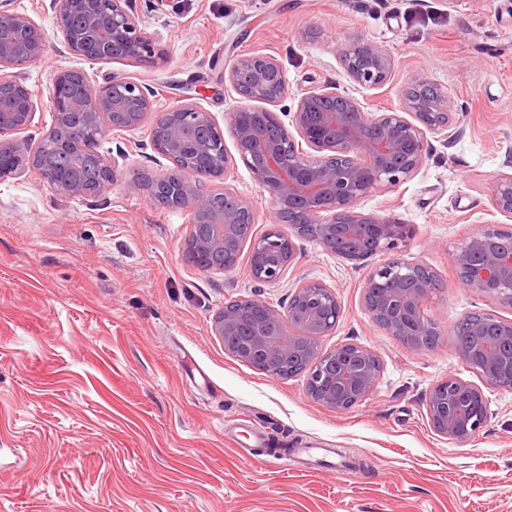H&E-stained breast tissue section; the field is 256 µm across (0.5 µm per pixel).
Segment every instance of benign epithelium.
Here are the masks:
<instances>
[{
	"label": "benign epithelium",
	"instance_id": "7a95c632",
	"mask_svg": "<svg viewBox=\"0 0 512 512\" xmlns=\"http://www.w3.org/2000/svg\"><path fill=\"white\" fill-rule=\"evenodd\" d=\"M112 14L121 24L106 29L94 17L92 0H59L56 25L67 50L91 63H107L132 56L149 55L152 63L163 58L155 40L139 38V22L133 0H109ZM49 37L46 30L29 16L0 10V68L23 67L42 59ZM336 54L352 82V89L336 91L329 86H311L302 92L286 127L278 114L256 103H276L288 95V80L277 60L263 53L239 57L225 79L240 92V105L230 113V121L241 160L251 171L262 192L268 194L276 213L292 214L289 231L274 226L252 238L251 248L272 250L273 264L249 266L252 280L275 284L297 259L296 240L308 238L332 252L336 240L346 239L351 247L337 256L356 265L395 249L405 235V226L356 211L358 203L373 191H385L404 183L418 172L427 157V133H440L454 120V102L448 93L435 90L428 95L430 82L417 79L403 96L399 109L368 112L354 95L359 88L386 83L393 63L381 46L361 37L336 45ZM69 69L58 71L49 93L55 115V140L70 145L79 129L77 122L86 114L97 118L151 112V92L141 84L108 77L100 85L83 82L77 103L67 106L60 100L59 86L66 82ZM15 96L0 103V176H21L36 170L56 191L79 197L97 196L118 180L117 159L103 158L105 178L88 193L60 173L36 162L25 144L15 135L32 124L37 103L33 93L15 75ZM122 85L123 98L108 96V88ZM156 124L169 129V146H152L160 170L148 179L127 185L156 202L167 200L175 208H188L194 216L209 217V232L196 247L206 255L221 249L225 261L203 265L206 271L232 272L233 232L244 222L256 224L254 210L224 184V197L231 205L221 211L209 209L214 191L204 188L200 162L217 169L228 180L236 160L224 149L198 139L200 127L217 129L211 113L194 103L156 113ZM180 154L184 164L173 169L171 153ZM493 207L501 214H512V174L500 177L492 189ZM501 232L481 229L467 237L452 253V262L462 283L512 308V245L500 241ZM438 288L435 272L400 256H393L370 272L364 280L363 298L373 321L420 348L438 335L434 322L423 309L425 300ZM343 315L341 301L329 285L314 280L299 283L288 306L281 311L257 297H242L224 303L213 318L212 332L219 340L235 338L228 353L252 367L272 374L300 357L307 374L306 391L316 402L337 411L352 408L369 396L381 373L379 355L366 347L345 343L324 351L319 345ZM310 338L301 348L296 335ZM483 325L472 328L473 340L458 344L465 359L474 352L483 358L482 374L498 387L512 388V359L503 363L498 349L484 342ZM433 430L451 441L462 443L475 435L485 422L487 405L481 389L469 382L448 377L435 383L425 396Z\"/></svg>",
	"mask_w": 512,
	"mask_h": 512
}]
</instances>
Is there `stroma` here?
<instances>
[{
  "instance_id": "obj_1",
  "label": "stroma",
  "mask_w": 512,
  "mask_h": 512,
  "mask_svg": "<svg viewBox=\"0 0 512 512\" xmlns=\"http://www.w3.org/2000/svg\"><path fill=\"white\" fill-rule=\"evenodd\" d=\"M139 25L158 38L157 64H91L66 54L54 0H0V10L41 24L50 46L18 70L39 109L23 137L37 144L53 120L46 104L57 71L93 80L117 75L150 87L154 106L200 105L236 154L230 114L240 102L224 71L239 56L273 55L288 79L271 109H295L303 89L350 81L338 39L358 35L393 56L388 83L357 96L370 112L397 108L426 77L456 107L447 131L429 135L428 157L400 186L358 205L407 235L396 249L435 271L424 303L434 347L415 348L376 324L363 281L385 257L356 266L317 242L274 285L250 279L249 246L224 274L183 258L191 213L126 189L151 169L152 119L106 130L96 149L120 177L99 197L60 194L35 172L0 179V512H512V388L488 383L457 349L455 326L471 314L512 310L465 288L452 251L485 228L512 232L491 204L512 147V0H135ZM233 187L276 224L244 164ZM302 280L335 289L343 315L322 349L376 351L373 392L345 411L314 402L305 375L283 378L228 354L212 333L225 301L256 296L285 309ZM209 376L189 386L192 365ZM478 386L487 418L469 441L430 425L425 394L446 377ZM292 448H336L342 465L270 462L256 430Z\"/></svg>"
}]
</instances>
